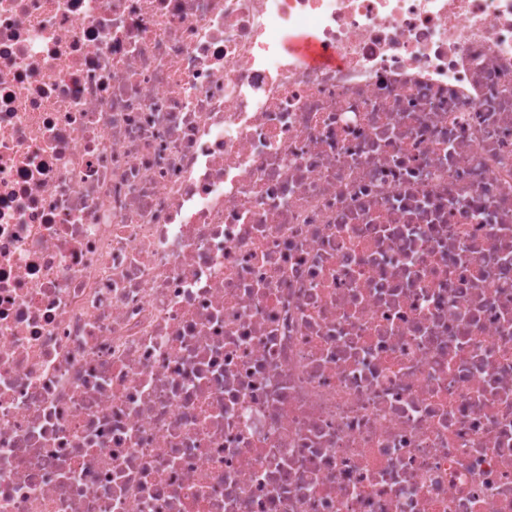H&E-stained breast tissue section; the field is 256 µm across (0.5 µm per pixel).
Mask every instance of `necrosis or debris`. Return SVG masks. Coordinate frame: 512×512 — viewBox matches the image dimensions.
I'll list each match as a JSON object with an SVG mask.
<instances>
[{
	"label": "necrosis or debris",
	"instance_id": "obj_1",
	"mask_svg": "<svg viewBox=\"0 0 512 512\" xmlns=\"http://www.w3.org/2000/svg\"><path fill=\"white\" fill-rule=\"evenodd\" d=\"M0 512H512V0H0Z\"/></svg>",
	"mask_w": 512,
	"mask_h": 512
}]
</instances>
